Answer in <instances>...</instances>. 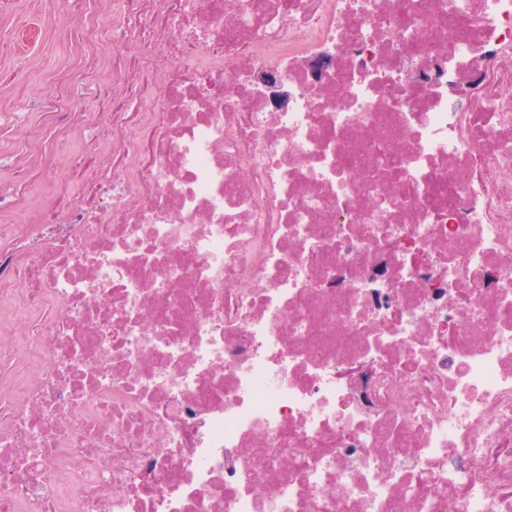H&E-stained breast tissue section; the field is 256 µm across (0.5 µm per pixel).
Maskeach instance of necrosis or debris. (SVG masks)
<instances>
[{"label": "necrosis or debris", "mask_w": 512, "mask_h": 512, "mask_svg": "<svg viewBox=\"0 0 512 512\" xmlns=\"http://www.w3.org/2000/svg\"><path fill=\"white\" fill-rule=\"evenodd\" d=\"M118 2L111 162L0 251V512H512V0Z\"/></svg>", "instance_id": "necrosis-or-debris-1"}]
</instances>
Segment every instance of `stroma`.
I'll return each instance as SVG.
<instances>
[{
  "instance_id": "stroma-1",
  "label": "stroma",
  "mask_w": 512,
  "mask_h": 512,
  "mask_svg": "<svg viewBox=\"0 0 512 512\" xmlns=\"http://www.w3.org/2000/svg\"><path fill=\"white\" fill-rule=\"evenodd\" d=\"M114 0H17L0 13V27L33 32L21 52L0 51V73L11 75L12 107H0V244L8 242L4 226L25 223L30 209L46 204L64 207L82 193L94 168L107 158L95 148L96 136L108 121L96 99L106 71L91 72L89 57L111 58L119 52L132 58L134 39L124 21L113 18ZM108 24L110 38L97 43V24ZM65 95L68 106L86 114L83 130L73 131L66 115L46 117L48 104ZM53 161L46 177H36L41 159ZM30 172L26 193L15 199L11 164Z\"/></svg>"
}]
</instances>
